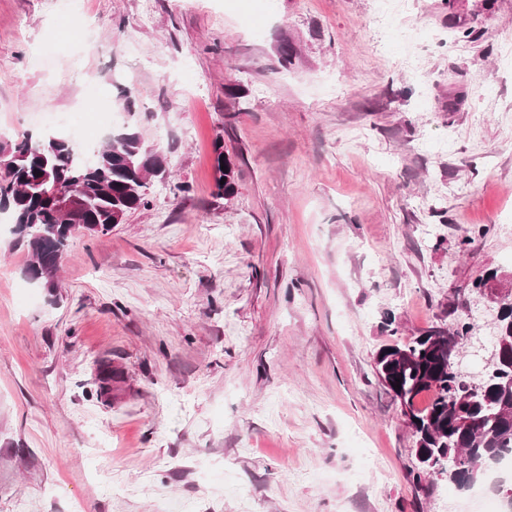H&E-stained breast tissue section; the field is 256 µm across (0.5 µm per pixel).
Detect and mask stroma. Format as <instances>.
<instances>
[{"label": "stroma", "mask_w": 512, "mask_h": 512, "mask_svg": "<svg viewBox=\"0 0 512 512\" xmlns=\"http://www.w3.org/2000/svg\"><path fill=\"white\" fill-rule=\"evenodd\" d=\"M377 8L0 0V134L121 121L168 162L57 287L0 223V512H445L373 355L512 273V0ZM214 153V168L221 172L216 180V196L223 198L224 201H231L237 193V180L238 171L235 161L231 158L228 151H224V143L221 139L214 142L213 145ZM220 159H223V163L226 166V172L221 170ZM221 180H225L224 184H220Z\"/></svg>", "instance_id": "stroma-1"}]
</instances>
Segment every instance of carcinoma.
Masks as SVG:
<instances>
[{
	"mask_svg": "<svg viewBox=\"0 0 512 512\" xmlns=\"http://www.w3.org/2000/svg\"><path fill=\"white\" fill-rule=\"evenodd\" d=\"M214 168L221 172L216 196L231 201L237 193L235 161L224 151V143L213 145ZM9 164L0 168V208L11 216L13 234L26 246L31 260L27 277L47 288L54 286L64 253L77 234L106 235L116 224L114 214L126 217L148 205V185L128 165L132 159L146 172L166 173V158L145 146L140 132L124 126L109 134L84 158L69 138L51 132H22L0 139V156ZM226 171H221V166ZM71 193L86 206L80 222L63 224L52 207L54 195ZM483 326L464 321L453 332L432 327L402 342L395 340L375 354L374 367L386 390L415 399L422 394L430 402L409 416L402 412L417 451L438 461L454 456L457 472L448 483L466 489L485 475L487 467L512 454V384L493 378L461 404L457 392L460 379L448 367L460 361L463 347L454 336L480 337Z\"/></svg>",
	"mask_w": 512,
	"mask_h": 512,
	"instance_id": "cac0c4a2",
	"label": "carcinoma"
}]
</instances>
